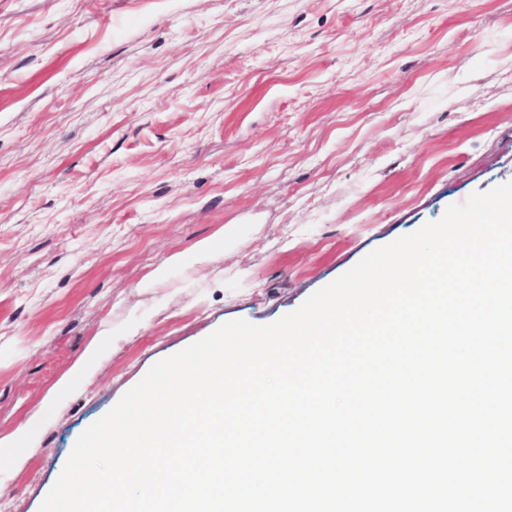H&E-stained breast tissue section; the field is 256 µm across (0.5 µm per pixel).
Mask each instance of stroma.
Here are the masks:
<instances>
[{
  "label": "stroma",
  "instance_id": "stroma-1",
  "mask_svg": "<svg viewBox=\"0 0 512 512\" xmlns=\"http://www.w3.org/2000/svg\"><path fill=\"white\" fill-rule=\"evenodd\" d=\"M507 181L512 0H0V504L155 362Z\"/></svg>",
  "mask_w": 512,
  "mask_h": 512
}]
</instances>
